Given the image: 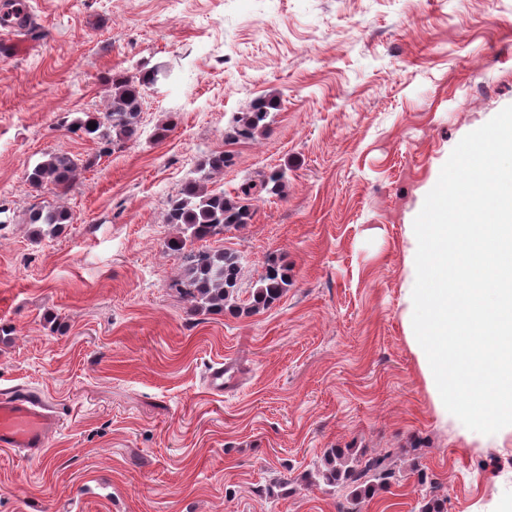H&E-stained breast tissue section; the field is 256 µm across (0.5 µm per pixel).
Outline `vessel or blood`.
Listing matches in <instances>:
<instances>
[{
  "label": "vessel or blood",
  "instance_id": "1",
  "mask_svg": "<svg viewBox=\"0 0 512 512\" xmlns=\"http://www.w3.org/2000/svg\"><path fill=\"white\" fill-rule=\"evenodd\" d=\"M32 22L29 0H9L0 6V55L23 49L21 32ZM59 426L55 410L43 396L31 389L0 390V447L22 449L41 456L49 438Z\"/></svg>",
  "mask_w": 512,
  "mask_h": 512
}]
</instances>
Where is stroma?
Here are the masks:
<instances>
[{
	"mask_svg": "<svg viewBox=\"0 0 512 512\" xmlns=\"http://www.w3.org/2000/svg\"><path fill=\"white\" fill-rule=\"evenodd\" d=\"M30 2L48 39L0 58V388L40 391L61 426L41 458L0 449V512H342L313 477L330 448L394 454L360 512H418L423 473L448 512L512 497V436L437 418L405 326L410 225L456 144L512 105V0ZM118 72L155 81L138 139L106 155L69 123ZM268 95L267 131L225 143ZM216 151L234 163L213 190L288 177L207 242L243 256V301L287 264L252 316L175 286L166 201ZM54 152L84 165L64 195L27 180ZM35 206L71 221L35 238ZM218 362L237 375L221 394Z\"/></svg>",
	"mask_w": 512,
	"mask_h": 512,
	"instance_id": "1",
	"label": "stroma"
}]
</instances>
